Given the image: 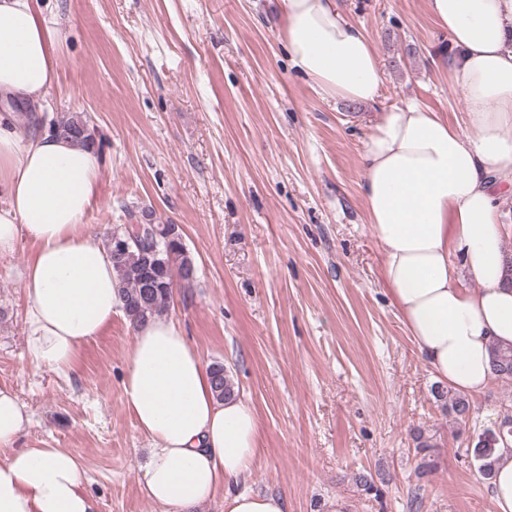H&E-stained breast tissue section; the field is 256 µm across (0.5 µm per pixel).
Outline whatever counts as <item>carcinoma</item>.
I'll return each mask as SVG.
<instances>
[{"label": "carcinoma", "instance_id": "1", "mask_svg": "<svg viewBox=\"0 0 512 512\" xmlns=\"http://www.w3.org/2000/svg\"><path fill=\"white\" fill-rule=\"evenodd\" d=\"M49 130L78 146H95L89 118L81 113H68L51 119ZM115 239L125 244V248L114 255L121 309L135 328L167 311L174 289L191 287L197 268L175 224H120L107 234L104 241L107 250H112ZM491 370L497 380H512L511 345L492 346ZM209 374L216 400L222 402L234 395V384L223 363H212ZM435 397L444 402L448 413L455 415L456 419L463 421L470 417L471 403L465 394L439 386ZM511 438L512 417L506 416L496 428L485 429L474 446L466 449V454L477 462L484 479L493 477L494 468L500 461L498 447ZM433 448L435 444L429 440L418 441L417 451L422 454L418 470L422 475L432 467Z\"/></svg>", "mask_w": 512, "mask_h": 512}]
</instances>
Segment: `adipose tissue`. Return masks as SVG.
Wrapping results in <instances>:
<instances>
[{
  "label": "adipose tissue",
  "instance_id": "ef3b65f1",
  "mask_svg": "<svg viewBox=\"0 0 512 512\" xmlns=\"http://www.w3.org/2000/svg\"><path fill=\"white\" fill-rule=\"evenodd\" d=\"M455 49L468 104L457 127L408 100L383 111L363 143V194L382 279L418 352L453 389L481 393L491 347L512 344L501 207L512 198V0H427ZM45 0H0V97L35 100L56 82L60 36ZM297 71L326 98L369 103L383 82L371 39L336 0H281ZM92 148L48 132L22 137L0 116V254L37 246L23 273L32 364L68 375L121 303L116 270L84 218L99 184ZM468 273L476 288L463 287ZM124 402L151 448L142 480L163 512H194L224 493V512H286L283 497L238 490L257 457L259 421L242 397L216 401L209 371L182 329L139 325L122 380ZM31 422L0 387V512H95L83 465L60 448H22Z\"/></svg>",
  "mask_w": 512,
  "mask_h": 512
}]
</instances>
